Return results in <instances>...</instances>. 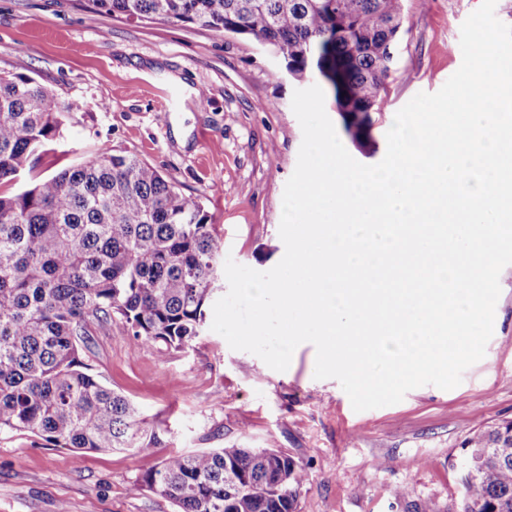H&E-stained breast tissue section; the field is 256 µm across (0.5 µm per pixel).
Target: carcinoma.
Returning <instances> with one entry per match:
<instances>
[{
  "label": "carcinoma",
  "instance_id": "cac0c4a2",
  "mask_svg": "<svg viewBox=\"0 0 512 512\" xmlns=\"http://www.w3.org/2000/svg\"><path fill=\"white\" fill-rule=\"evenodd\" d=\"M114 18L193 24L255 40L298 80L324 83L360 143L385 109L402 0H92ZM64 104L34 78L0 74V185L65 138ZM224 242L202 201L126 151L0 193V432L77 453L152 455L158 427L85 361L92 324L118 318L135 349L192 345L223 277ZM458 512H512V421L464 442ZM305 469L273 448L173 452L137 476L177 512H297Z\"/></svg>",
  "mask_w": 512,
  "mask_h": 512
}]
</instances>
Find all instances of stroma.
Segmentation results:
<instances>
[{"label": "stroma", "instance_id": "35a3bbf8", "mask_svg": "<svg viewBox=\"0 0 512 512\" xmlns=\"http://www.w3.org/2000/svg\"><path fill=\"white\" fill-rule=\"evenodd\" d=\"M480 3L404 0L388 102L364 145L326 96V113L357 161L379 163L397 111L458 70L460 28ZM0 73L28 75L78 107L69 153L43 157L25 181L103 147L128 151L201 199L237 263L266 271L282 259V198L302 129L291 106L300 84L281 58L242 36L220 41L192 25L115 19L91 0H0ZM500 285L493 335L460 385H425L362 412L337 380L315 379L309 343L278 372L211 330L183 351L137 353L116 320L92 326L87 361L163 430L168 450L238 444L301 461L298 512H413L427 500L457 512L463 441L512 419V265ZM153 463L127 452L78 457L2 431L0 512H175L165 499L129 491Z\"/></svg>", "mask_w": 512, "mask_h": 512}]
</instances>
